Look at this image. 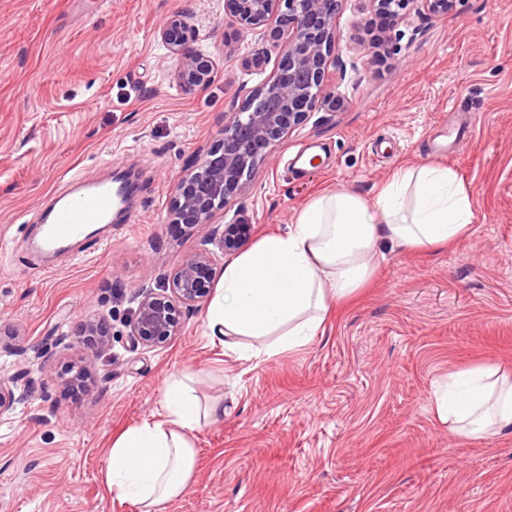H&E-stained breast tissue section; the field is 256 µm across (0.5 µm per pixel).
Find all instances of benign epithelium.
Listing matches in <instances>:
<instances>
[{
    "mask_svg": "<svg viewBox=\"0 0 512 512\" xmlns=\"http://www.w3.org/2000/svg\"><path fill=\"white\" fill-rule=\"evenodd\" d=\"M377 11L396 21L411 3L420 12L444 14L454 0H372ZM279 23L269 38L279 51L272 76L262 79L241 107L224 113V137L199 157L171 187L170 222L186 224L200 235L204 248L184 258L176 267L172 287L156 293L147 291L137 300L130 320V334L137 344L151 345L176 334L182 310L204 298L210 291L212 253L206 245L220 242L224 251H234L250 237L254 225L235 219L224 231L212 226L213 216L229 201L244 194L251 175L264 165L273 143L300 125L310 113L336 110L346 102L339 90L328 91L325 77L332 48L339 40L336 28V0H224V16L238 25L237 34L268 24L273 15ZM198 29L180 14L172 16L158 30L160 43L178 59L174 80L187 92L208 86L215 71L210 52L195 43ZM261 49L242 60L244 75L261 74ZM81 335L98 337L89 347L78 370L65 380L77 386L91 371L94 354L109 342L103 323H86ZM18 379L0 378V412L13 408Z\"/></svg>",
    "mask_w": 512,
    "mask_h": 512,
    "instance_id": "benign-epithelium-1",
    "label": "benign epithelium"
}]
</instances>
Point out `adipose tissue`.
I'll list each match as a JSON object with an SVG mask.
<instances>
[{
  "label": "adipose tissue",
  "mask_w": 512,
  "mask_h": 512,
  "mask_svg": "<svg viewBox=\"0 0 512 512\" xmlns=\"http://www.w3.org/2000/svg\"><path fill=\"white\" fill-rule=\"evenodd\" d=\"M471 192L445 167L397 173L372 197L348 189L320 194L286 231L267 235L225 263L207 307L205 334L258 362L308 345L328 312L365 288L382 243L434 250L466 234L474 222ZM163 413L123 432L112 444L106 484L140 512H162L190 487L196 431L218 405L201 404L194 379L168 376ZM441 419L461 436L512 430V372L471 371L468 386L435 400Z\"/></svg>",
  "instance_id": "1"
}]
</instances>
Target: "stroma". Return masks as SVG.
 Here are the masks:
<instances>
[{"label": "stroma", "instance_id": "1", "mask_svg": "<svg viewBox=\"0 0 512 512\" xmlns=\"http://www.w3.org/2000/svg\"><path fill=\"white\" fill-rule=\"evenodd\" d=\"M215 59L186 92L157 41L172 15ZM373 0H338L339 43L325 82L344 108L311 113L276 142L226 215L263 237L323 191L365 196L433 162L443 130L468 122L443 166L473 195L470 233L439 251L390 248L367 288L330 312L303 350L257 363L205 336L208 299L176 336L133 344L142 290L168 287L200 238L168 218L173 181L223 137L250 96L224 0H0V376L22 395L0 413V512H138L105 482L114 439L157 418L165 379L197 373L223 404L196 434L188 492L163 512H512V431L464 438L436 412L449 375L512 369V0L415 6L374 47ZM312 146L318 164H290ZM138 175L134 224L91 234L96 251L41 266L22 223L71 169ZM105 320L109 347L82 390L60 375L85 349L73 334Z\"/></svg>", "mask_w": 512, "mask_h": 512}]
</instances>
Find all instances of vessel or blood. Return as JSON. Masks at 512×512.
<instances>
[{"label":"vessel or blood","instance_id":"obj_1","mask_svg":"<svg viewBox=\"0 0 512 512\" xmlns=\"http://www.w3.org/2000/svg\"><path fill=\"white\" fill-rule=\"evenodd\" d=\"M70 184V191L53 197L37 218L40 251L53 252L85 241L89 225L111 223L117 212L123 213L125 223L136 222V214L125 211L123 204L132 186L116 181L90 182L77 173L71 176Z\"/></svg>","mask_w":512,"mask_h":512}]
</instances>
